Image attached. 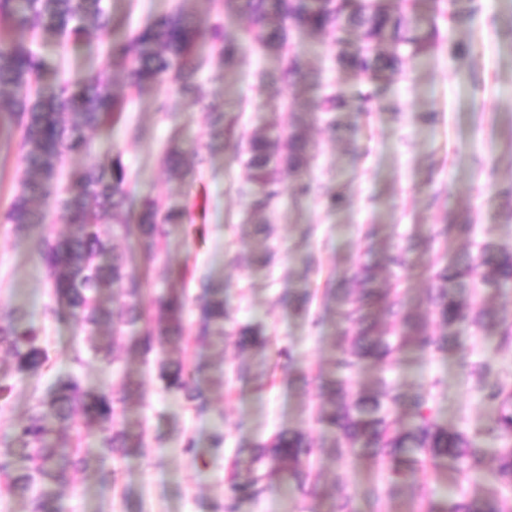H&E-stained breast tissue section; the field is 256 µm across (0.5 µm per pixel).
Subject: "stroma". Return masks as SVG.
Here are the masks:
<instances>
[{
    "mask_svg": "<svg viewBox=\"0 0 512 512\" xmlns=\"http://www.w3.org/2000/svg\"><path fill=\"white\" fill-rule=\"evenodd\" d=\"M176 6L201 23L213 20L212 0H109L107 35ZM417 13L435 23L442 39L468 46V53L454 58L443 47L407 62L403 73L376 74L339 67L332 35L293 29L290 49L304 62L294 78L281 80L280 54L248 49L232 64L214 62L201 71L203 95L223 106L238 132L297 131L307 142L301 174L280 169L282 193L266 213L251 209L241 155L215 151L195 182L169 183L161 156L172 139L200 137L203 112L181 102L176 119H167L156 110L158 91L129 96L117 71L112 90L130 100L125 120L91 133L89 152L66 158L73 174L121 151L136 200L189 206L192 220L170 237L168 262L186 263L187 282L208 276L221 284L229 312L224 337L189 339L184 351L205 367L206 412L164 391L155 355L120 350L110 365L84 351V335L52 296L37 257L38 239L64 232V225L18 236L0 224V314L25 309L41 327L49 356L41 376L14 379L0 406V434L28 419L60 373H74L87 389L130 383L131 403L120 421L135 451L115 461L117 483L101 484L90 470L76 474L55 492L58 512H224L237 454L282 429L302 431L311 443L316 496L275 481L260 497H241L237 512H333L344 496L357 512H371L366 491L373 485L384 492L380 512H423L431 497L496 493L494 484L462 481L453 469L423 474L411 486L390 484L369 450L339 454L338 433L316 419L319 383L334 378L351 393L378 390L383 381L409 399L432 392L440 423L468 433L491 422L476 375L485 360L493 362L491 381L512 389V346L498 344L500 325L512 322V289L491 292L463 280L458 293L472 312L485 313L484 325L460 324L440 351L418 343L424 335H443L431 302L443 267L476 256L484 242L512 251V0H418ZM105 37L94 34L64 50L55 37L41 38L36 50L45 81L59 72L72 79L91 72ZM337 91L350 107L333 132L318 106ZM365 92L372 95L366 105L360 102ZM299 176L318 183L320 194L295 195ZM337 193L344 201L334 207L330 198ZM452 221L469 225V232L441 237ZM259 223L269 233L256 232ZM401 248L406 261L397 267L388 257ZM366 268L376 284H398L406 300L401 317L376 311L377 330L411 342L383 362L338 372L333 360L348 331L344 299ZM328 288L335 289L334 299H325ZM287 292L308 294L306 311L283 304ZM244 325L262 328L268 345L238 348L233 335ZM283 348L294 358L292 369L277 365ZM76 349L83 352L79 364L69 361ZM219 431L224 445L215 448L211 438ZM189 438L203 464L183 453Z\"/></svg>",
    "mask_w": 512,
    "mask_h": 512,
    "instance_id": "35a3bbf8",
    "label": "stroma"
}]
</instances>
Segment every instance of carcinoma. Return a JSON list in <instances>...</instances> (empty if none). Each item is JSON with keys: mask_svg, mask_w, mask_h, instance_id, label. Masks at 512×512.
<instances>
[{"mask_svg": "<svg viewBox=\"0 0 512 512\" xmlns=\"http://www.w3.org/2000/svg\"><path fill=\"white\" fill-rule=\"evenodd\" d=\"M243 14L250 27L237 34L224 27L221 15ZM218 20L204 28L191 14L175 8L122 38L106 42L99 66L81 79H62L54 85L42 82L43 65L27 35L48 33L77 40L90 31L108 30L105 0H0V137L20 136L24 172L18 181L3 223L17 235L49 222L65 224L69 231L45 235L38 256L53 294L66 302L69 316L88 336L90 350L102 360L114 361L115 347L126 340L130 350L148 355L177 348L185 341V315L192 304L202 315L195 335L224 337L228 318L224 289L208 277L190 295L185 289H166L151 296L145 307L135 258L120 250L118 240L139 239L149 259L159 258L173 230L190 222L186 207L166 206L155 200L135 203L131 175L117 151L107 160L90 164L61 184L65 158L90 148L87 132L118 121L124 101L112 92V71H123L130 91L165 86L172 96L161 100L158 111L173 118L171 98L200 99L199 73L206 59L228 63L243 49L276 52L285 56L282 79L297 76L301 58L287 51L288 25L299 30L328 31L335 35L336 59L344 67L381 72L395 71L403 62L426 57L440 44L438 30L417 16L416 0H401L392 11L385 0H216ZM363 29V43L347 50L346 33ZM341 94L325 97L321 110L330 115L329 126L338 125L336 113L347 109ZM200 140L183 146L171 141L161 162L169 178L191 181L205 161L202 150L212 153L230 148L247 152L246 167L252 184V208L264 212L279 196L277 162L297 171L305 163L306 142L293 132L287 139L275 129L253 134L247 141L237 136L235 124L210 104L204 113ZM477 277L494 291L512 288V252L485 244L473 261L443 270L433 303L442 325L451 329L469 319L467 305L457 294L458 280ZM381 301L391 315L402 313L404 300L389 288H369L348 300L344 312L350 329L345 347L334 366L350 371L364 359L379 360L405 348L407 336L389 340L375 335L367 299ZM483 323V314L470 318ZM242 346L263 347L266 338L246 326L239 333ZM12 366L0 372V401L11 391L8 378L33 377L49 360L39 342L38 329L27 312L15 308L0 317V355ZM201 367L186 359L159 362L166 391L207 410L205 390L198 377ZM320 388L329 406L319 409V421L339 432L340 450L361 445L388 468L391 482L409 481L420 467L431 462L434 471L468 464L467 476L482 471L491 455L497 466L488 479L500 495L456 502L429 498L426 512H512V393L497 386H481L496 405L487 439L440 424L429 404V395L417 394L407 423L399 415L401 395L394 388L381 395L349 398L342 384L332 380ZM127 383L97 391L83 388L76 377L59 375L52 388L25 423L0 436V495L20 496L31 504L30 512H56L52 487L72 482L73 473L85 471L95 461L103 482L117 481L109 464L116 455L133 447L117 416L126 411ZM81 413L87 429L101 443L96 457L80 448L60 457L55 436ZM311 448L303 432L281 430L272 440L259 443L245 459H237L228 484L229 500L246 493L259 496L274 479L292 484L304 495L315 492L309 458Z\"/></svg>", "mask_w": 512, "mask_h": 512, "instance_id": "1", "label": "carcinoma"}]
</instances>
